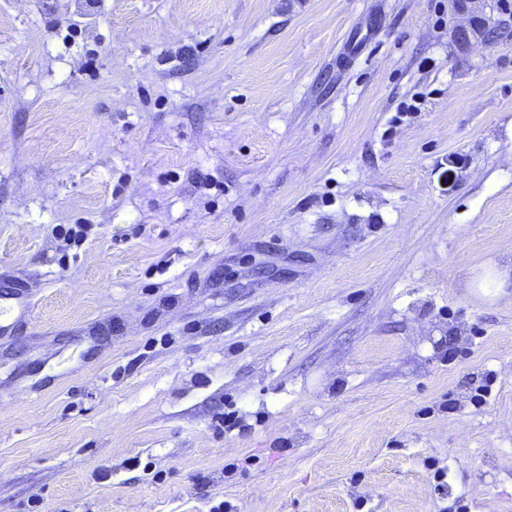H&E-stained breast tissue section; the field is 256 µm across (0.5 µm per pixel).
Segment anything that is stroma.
Segmentation results:
<instances>
[{
    "mask_svg": "<svg viewBox=\"0 0 512 512\" xmlns=\"http://www.w3.org/2000/svg\"><path fill=\"white\" fill-rule=\"evenodd\" d=\"M0 0V512H512V7ZM486 0H449L456 14L465 15L464 25H455L452 29L455 41L461 47H468L473 43L488 42L490 35L499 26V18L487 14L478 4ZM32 296L28 282L15 277L0 283V335L13 334L26 323L32 311Z\"/></svg>",
    "mask_w": 512,
    "mask_h": 512,
    "instance_id": "obj_1",
    "label": "stroma"
}]
</instances>
